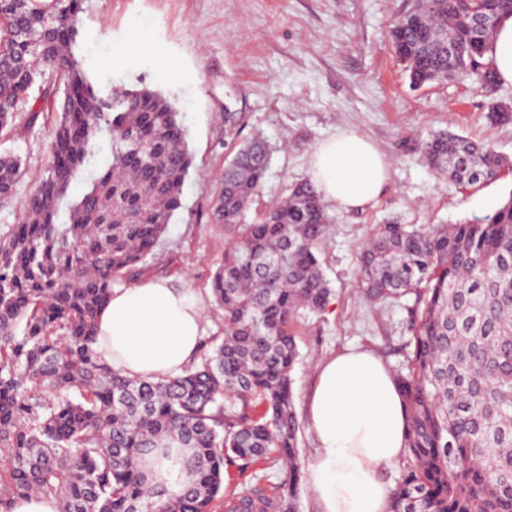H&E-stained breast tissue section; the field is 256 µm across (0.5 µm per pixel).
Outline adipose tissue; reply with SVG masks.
<instances>
[{"mask_svg": "<svg viewBox=\"0 0 512 512\" xmlns=\"http://www.w3.org/2000/svg\"><path fill=\"white\" fill-rule=\"evenodd\" d=\"M387 169L376 146L348 130L316 147L311 180L325 201L355 210L380 194ZM203 332L193 290L145 277L113 289L98 318L97 348L124 376L174 377L196 357ZM305 413L317 512H387L386 475L405 454L408 429L393 372L366 350L336 354L319 366Z\"/></svg>", "mask_w": 512, "mask_h": 512, "instance_id": "adipose-tissue-1", "label": "adipose tissue"}]
</instances>
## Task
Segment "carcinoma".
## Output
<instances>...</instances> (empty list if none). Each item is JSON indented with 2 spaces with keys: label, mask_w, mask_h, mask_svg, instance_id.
<instances>
[{
  "label": "carcinoma",
  "mask_w": 512,
  "mask_h": 512,
  "mask_svg": "<svg viewBox=\"0 0 512 512\" xmlns=\"http://www.w3.org/2000/svg\"><path fill=\"white\" fill-rule=\"evenodd\" d=\"M83 0H0V141L55 107L52 161L21 224L0 235V512L51 494L58 512H213L236 457L281 464L288 487L231 496L230 512H296L300 423L291 371L300 311L331 289L316 256L328 231L321 195L296 183L253 223L268 154L243 143L224 166L214 215L238 230L211 282L224 338L180 376L121 375L96 350V319L118 280L146 258L181 207L192 157L178 108L148 87L103 91L76 53ZM512 0H416L389 31L409 85L473 79L486 120L512 122L494 99L486 57ZM88 187L70 193L91 160ZM422 156L465 188L512 170L491 144L448 130ZM22 159L0 153V199ZM372 301L415 295L413 350L395 373L408 447L388 512H512V197L477 222L381 224L360 252ZM234 399L240 412L224 411Z\"/></svg>",
  "instance_id": "1"
}]
</instances>
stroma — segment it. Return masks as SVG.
Returning <instances> with one entry per match:
<instances>
[{
  "label": "stroma",
  "instance_id": "35a3bbf8",
  "mask_svg": "<svg viewBox=\"0 0 512 512\" xmlns=\"http://www.w3.org/2000/svg\"><path fill=\"white\" fill-rule=\"evenodd\" d=\"M413 0H83L78 54L100 86L144 84L182 110L193 164L182 205L147 263L154 276L193 288L202 298L205 339L223 335L224 317L211 279L234 240L214 217L218 177L231 154L224 115L241 113L239 141L262 138L269 166L260 197L244 220L310 176L315 146L351 129L389 161L380 195L360 210L326 208L331 219L316 254L333 296L319 314L297 320L301 360L293 377L302 409L319 365L350 347L368 349L390 369L410 351L403 306L372 304L357 288L359 253L375 225L462 224L512 196V173L461 188L437 176L421 145L439 130L492 143L512 157V124L484 118L487 99L469 78L455 76L415 90L387 39ZM55 116L9 143L25 174L0 202V234L14 229L24 203L51 162Z\"/></svg>",
  "mask_w": 512,
  "mask_h": 512
}]
</instances>
